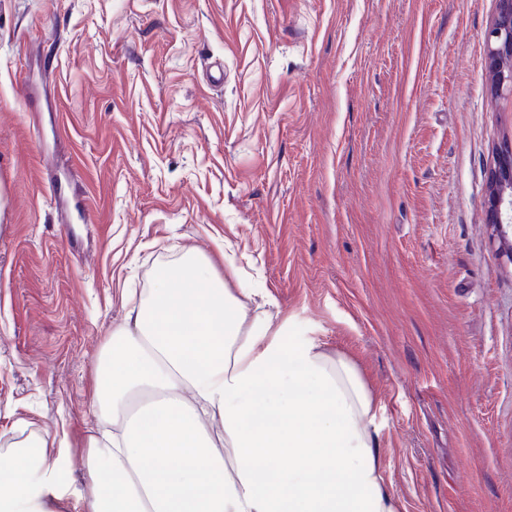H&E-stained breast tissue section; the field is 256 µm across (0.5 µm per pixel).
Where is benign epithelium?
<instances>
[{
    "label": "benign epithelium",
    "mask_w": 512,
    "mask_h": 512,
    "mask_svg": "<svg viewBox=\"0 0 512 512\" xmlns=\"http://www.w3.org/2000/svg\"><path fill=\"white\" fill-rule=\"evenodd\" d=\"M486 48L494 91L512 97V0H497ZM488 181L486 223L507 246L512 259V141L496 149Z\"/></svg>",
    "instance_id": "7a95c632"
}]
</instances>
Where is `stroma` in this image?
Listing matches in <instances>:
<instances>
[{"instance_id":"35a3bbf8","label":"stroma","mask_w":512,"mask_h":512,"mask_svg":"<svg viewBox=\"0 0 512 512\" xmlns=\"http://www.w3.org/2000/svg\"><path fill=\"white\" fill-rule=\"evenodd\" d=\"M496 0H0V449L83 477L123 296L225 249L358 367L401 512H512ZM486 224H491L496 236L507 246L512 259V141L496 149L488 172Z\"/></svg>"}]
</instances>
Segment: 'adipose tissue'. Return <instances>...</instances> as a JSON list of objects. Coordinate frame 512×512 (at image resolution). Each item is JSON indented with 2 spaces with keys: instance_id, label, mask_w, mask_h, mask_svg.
I'll return each mask as SVG.
<instances>
[{
  "instance_id": "obj_1",
  "label": "adipose tissue",
  "mask_w": 512,
  "mask_h": 512,
  "mask_svg": "<svg viewBox=\"0 0 512 512\" xmlns=\"http://www.w3.org/2000/svg\"><path fill=\"white\" fill-rule=\"evenodd\" d=\"M125 305L92 392L113 429L89 437L84 483L46 439L21 443L0 457V512H400L351 360L192 251Z\"/></svg>"
}]
</instances>
